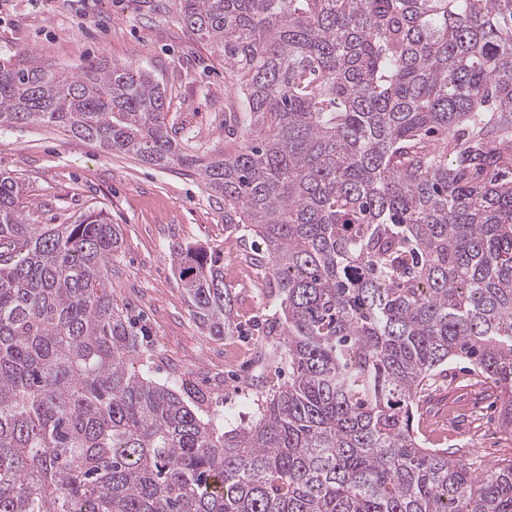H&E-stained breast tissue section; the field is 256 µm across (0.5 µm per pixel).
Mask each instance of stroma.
Returning a JSON list of instances; mask_svg holds the SVG:
<instances>
[{"mask_svg":"<svg viewBox=\"0 0 512 512\" xmlns=\"http://www.w3.org/2000/svg\"><path fill=\"white\" fill-rule=\"evenodd\" d=\"M180 0H0V60L80 73L105 60L149 70L166 90L167 120L185 148L203 153L223 141L234 111L224 65L183 24ZM0 172L21 178L38 224H70L104 211L121 226L124 246L112 266V297L140 336L144 367L202 397L200 415L219 429L258 416L262 398L288 376L278 339L258 332L277 301L224 232V201L192 172L158 168L71 138L53 126L0 131ZM176 244L203 246L224 266L239 328L201 333L173 275ZM413 427L436 448L494 464L512 457L498 428L495 394L467 362L449 366L425 390Z\"/></svg>","mask_w":512,"mask_h":512,"instance_id":"35a3bbf8","label":"stroma"}]
</instances>
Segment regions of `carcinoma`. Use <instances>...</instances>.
I'll return each mask as SVG.
<instances>
[{
	"mask_svg": "<svg viewBox=\"0 0 512 512\" xmlns=\"http://www.w3.org/2000/svg\"><path fill=\"white\" fill-rule=\"evenodd\" d=\"M234 80L224 148L172 136L141 66L0 64V128L50 125L194 170L274 278L288 381L219 431L129 367L121 227L37 224L0 174V512H512V460L414 430L467 360L512 436V0H181ZM171 260L196 326L237 329L224 266Z\"/></svg>",
	"mask_w": 512,
	"mask_h": 512,
	"instance_id": "obj_1",
	"label": "carcinoma"
}]
</instances>
